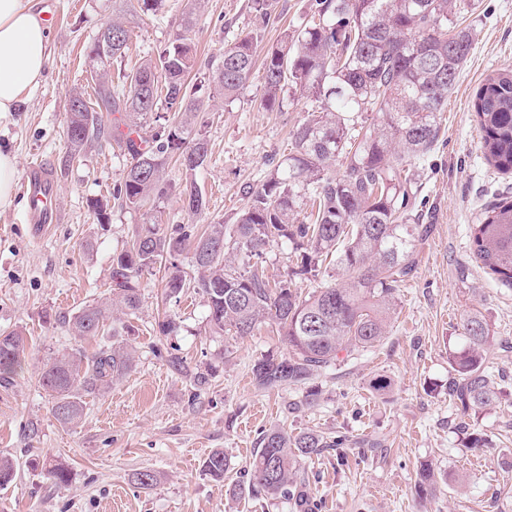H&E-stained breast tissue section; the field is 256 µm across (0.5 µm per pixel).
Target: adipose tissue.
Masks as SVG:
<instances>
[{"label":"adipose tissue","mask_w":512,"mask_h":512,"mask_svg":"<svg viewBox=\"0 0 512 512\" xmlns=\"http://www.w3.org/2000/svg\"><path fill=\"white\" fill-rule=\"evenodd\" d=\"M51 36L35 0H0V118L44 79Z\"/></svg>","instance_id":"ef3b65f1"}]
</instances>
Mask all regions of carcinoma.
<instances>
[{"label":"carcinoma","mask_w":512,"mask_h":512,"mask_svg":"<svg viewBox=\"0 0 512 512\" xmlns=\"http://www.w3.org/2000/svg\"><path fill=\"white\" fill-rule=\"evenodd\" d=\"M162 2L126 0V14L155 13ZM469 7V0H313L311 20L265 51L261 104L274 107L290 86L316 108L292 130L291 149L280 167L249 191L236 223L202 226L194 219L209 205L197 181L209 156L204 113L210 101L233 99L250 80L257 39L224 46L219 58L204 63L199 83L188 81L196 50L182 34L131 71L113 75L112 64L125 56L130 30L121 16L107 20L112 45L97 36L86 47L89 68L101 74L95 102L80 91L72 93L68 113L82 121L66 117V140L72 155L92 141L113 140L124 147L130 164L112 191V203L91 199L88 209L103 224L111 204L139 209L175 191L189 223L170 233L155 223L142 225L131 244L112 256L108 296L58 320L79 337L103 334L109 322L112 335L130 334L142 306L141 275L166 261V296L196 290L206 301L213 333L242 337L263 323L276 328L287 353L254 362L255 388L303 386L304 399L296 406L312 403L317 396L312 381L386 336L396 291L416 270L426 227L412 214L410 168L434 150L441 112L475 42L474 29L463 25ZM250 8L265 22L275 0H250ZM205 86L210 89L206 100L197 96ZM102 108L112 123L104 122ZM473 108L486 159L497 170L512 172V71L482 84ZM362 112L377 114L378 122L363 125ZM150 119L156 130L144 140L138 128ZM174 156L186 172L177 187L165 177V165ZM306 195L315 211L304 222L297 213ZM279 243L291 245L300 257L294 275L316 277L332 257L335 277L306 295L291 278L270 282L263 267L266 249ZM470 251L502 283L512 285L509 198L472 225ZM185 252L191 253L197 272L191 280L178 263ZM462 330L464 346L448 353V399L465 418L509 398L487 365L490 326L484 316L468 314ZM29 356L23 331L1 332L0 383L11 384ZM135 365L136 351L123 343L104 345L90 356L78 350L45 359L40 384L53 399L55 419L72 426L84 414L85 397L106 392ZM344 444L340 436L271 427L250 463V491L288 496L301 507L308 496L302 461ZM228 468L221 449L204 463L215 481L223 480ZM46 475L57 486L71 480L61 460L49 464ZM433 491L434 469L426 465L416 492Z\"/></svg>","instance_id":"cac0c4a2"}]
</instances>
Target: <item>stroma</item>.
<instances>
[{"label": "stroma", "mask_w": 512, "mask_h": 512, "mask_svg": "<svg viewBox=\"0 0 512 512\" xmlns=\"http://www.w3.org/2000/svg\"><path fill=\"white\" fill-rule=\"evenodd\" d=\"M55 3L46 78L19 112L0 122V147L16 156L19 168L36 158L52 174L59 212L52 232L35 242L20 219L22 201L0 210V330L23 327L33 348L10 389L0 388V456L16 468L14 481L0 488V512H297L291 500L247 491L254 450L273 426L346 439L342 453L327 449L303 461L306 512H512V406L466 423L448 399V353L462 346V318L472 311L490 325L487 357L496 382L512 392V288L469 251L472 224L485 208L512 196V176L499 174L481 152L472 106L487 78L512 69V0H474V48L448 95L434 151L412 167L427 235L380 344L318 378L314 404L300 406V391L264 392L251 382L254 361L285 352L274 328L243 338L212 335L202 296L188 289L165 299L164 271L156 267L140 279L143 305L129 339L136 367L107 392L88 397L72 428L53 416L39 384L41 363L75 349L94 353L112 336L76 339L58 315L106 297L112 256L141 224L156 220L169 231L188 218L173 194L139 209L112 208L104 225L93 220L88 199L111 198L129 157L118 146L92 143L62 166L64 122L73 90L87 83L84 49L123 0ZM248 3L204 0L186 32L199 60L219 57L225 43L249 34L270 46L310 16V0H277L262 25ZM185 5L167 0L157 14L130 18L123 68L138 66L182 32ZM262 76V66H255L237 96L216 100L207 114L211 160L197 174L209 200L203 223H235L250 189L281 159L294 125L312 106L287 91L282 106L263 107ZM168 314L180 328L163 336L157 323ZM174 356L181 368L171 365ZM199 373L206 376L201 385L194 381ZM379 374L393 381L383 396L369 387ZM475 434L484 439L481 447L470 445ZM216 449L230 463L221 482L203 468ZM49 457L71 468L68 486L47 479L41 463ZM426 463L438 484L433 496L421 499L415 484ZM139 470L155 474L153 488L132 482Z\"/></svg>", "instance_id": "35a3bbf8"}]
</instances>
